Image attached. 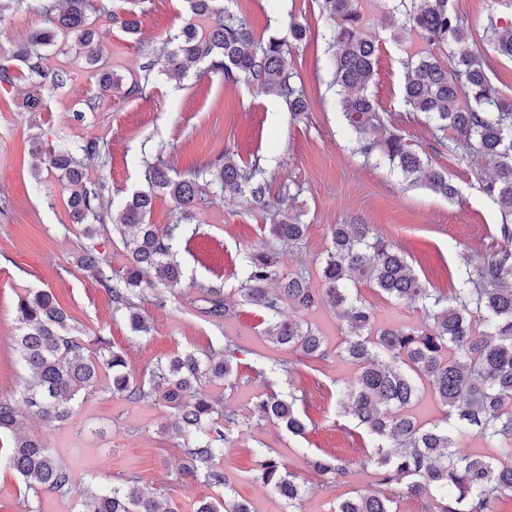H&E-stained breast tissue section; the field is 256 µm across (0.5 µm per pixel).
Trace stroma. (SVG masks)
<instances>
[{"label":"stroma","instance_id":"35a3bbf8","mask_svg":"<svg viewBox=\"0 0 512 512\" xmlns=\"http://www.w3.org/2000/svg\"><path fill=\"white\" fill-rule=\"evenodd\" d=\"M99 5L100 0H90L89 18L104 49V64L121 87L93 111L85 102L96 96V80L68 44L49 48L38 73L17 60L19 47L43 26V15L33 8L0 14V64L14 76L12 84H0V398L19 402L28 380L13 350L19 334L17 297L28 289H48L88 338L106 337L113 349L123 351L128 370L138 378L157 360L219 349L233 339L240 347L237 383L207 382L203 388L221 399L225 412L250 426L230 431L220 459L227 484L213 486L204 477L184 475L186 455L174 433L172 410L97 390L74 401L64 422L47 425L32 415L24 420L25 431L38 435L74 473L73 490L66 495L27 491L20 476L1 460L0 512H26L30 507L77 512L85 491L122 481L152 492L175 512H194L198 501L227 494L248 503L252 512H288L284 501L256 478L257 454L267 449L305 489L297 512H332L338 500L373 493L379 487V468L366 459L361 430L336 411L337 386L352 382L358 368L338 354L343 335L334 312L321 307L299 315L324 336L331 350L329 360L305 363L271 343L263 334L261 311L239 302L234 293L245 279L244 251L260 242L265 222L248 195L202 187L181 243V284L138 299L151 333L134 341L124 313L115 310L108 292L80 267L78 257L87 240L68 210V187L55 174L36 173L32 143L40 139L71 149L92 139L103 143L105 154L89 160L87 177L102 187L105 224L95 243L116 271L125 266L127 253L111 219L128 194L145 188V160L162 157L174 176L206 168L227 152L244 163H258L270 196L285 188L293 191L282 208L307 226L302 244L284 249L283 266L309 271L316 288L321 285L319 260L331 245L330 226L355 223L370 225L397 244L430 287H459L465 258H480L502 245L495 235L499 210L479 189L492 176L493 165L476 153L461 163L440 150L421 115L404 104L406 54L392 39L382 9L372 10L365 29L379 44L370 91L388 129L447 172L459 191L456 199L408 186L387 166L364 161L354 152L340 98L330 85L333 55L324 40L299 44L287 59L288 69L299 74L312 95L311 110L300 119L284 99L241 83L227 84L204 62L193 64L179 83L152 73L146 94L127 96L123 90L138 80L151 47L178 31L190 12L184 0H111L108 15L100 13ZM450 5L478 42L490 21H512V0H450ZM237 8L258 38L285 33L291 18L314 30L326 26L319 0H237ZM131 11L140 18L136 36L114 22ZM58 70L68 72L70 79L56 90L48 76ZM30 94L41 99L38 111L22 106ZM207 288L227 294L229 315L218 320L202 313ZM360 291L375 306L377 327L421 323L418 309L387 302L366 284ZM270 391L296 397L312 422L307 438L291 436L254 413L255 397ZM321 451L347 460L350 472L319 492L310 462Z\"/></svg>","mask_w":512,"mask_h":512}]
</instances>
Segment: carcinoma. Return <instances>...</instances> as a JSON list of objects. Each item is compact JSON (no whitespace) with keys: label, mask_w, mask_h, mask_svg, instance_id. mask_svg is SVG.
<instances>
[{"label":"carcinoma","mask_w":512,"mask_h":512,"mask_svg":"<svg viewBox=\"0 0 512 512\" xmlns=\"http://www.w3.org/2000/svg\"><path fill=\"white\" fill-rule=\"evenodd\" d=\"M88 2L64 0L61 6L42 0L36 9L44 15L45 25L20 47L17 58L36 69L44 48L60 37H70L93 68L101 96L110 97L116 79L100 66L102 56L87 14ZM185 2L191 15L208 20L206 29L185 23L156 50L155 59L144 66L142 82L133 83L129 93L145 92L156 67L179 81L185 78L188 63L206 60L229 84L245 82L282 97L296 115L309 111L304 86L286 68L292 48L311 36L309 27L293 21L288 36L264 40L255 37L246 19L232 11L233 0H225L222 8L216 7L217 0ZM358 2L321 0L334 57L333 83L359 150L368 158L387 162L408 183H419L453 200L458 190L448 173L433 167L402 135L385 126L370 92L378 46L363 34L365 14ZM398 2L403 11L394 40L422 44L419 50L406 53L404 101L434 124L440 132L438 144L449 153L463 160L475 150L495 165L493 177L480 184V190L501 213L496 235L506 247L469 264L460 287L448 292L427 287L404 251L374 234L368 224L331 227V248L319 266L322 287H312L303 272L284 271L272 244L298 246L306 225L295 215L274 212L259 164H241L227 153L187 177L171 176L159 159L147 163V189L129 196L116 221L115 230L128 254L124 269L110 274L108 263L91 244L85 246L79 263L111 294L117 308L126 310L131 333L146 335L150 325L136 311L134 299L149 288L172 289L180 284L177 254L182 224L194 218L200 181L248 193L268 213L270 223L261 228L263 243L246 252L240 297L264 312L265 334L272 343L309 360L328 359V346L308 324L284 317L283 307L305 312L327 306L335 312L346 333L343 353L359 369L352 384L339 390L336 406L370 439L373 451L368 459L382 468L381 484L401 486L403 495L421 501L423 512H496V505L512 496V463L489 456H461L455 448L457 436L469 433L488 444H504L505 453L512 456V249L507 247L512 243V98L493 86L482 51L469 46L468 29L449 0ZM488 41L496 55L512 61L511 25L490 24ZM453 47L458 51L452 53L453 66L448 69L436 51ZM33 153L45 155L48 168L67 180L73 221L83 226L86 238H93L90 221L101 219L102 194L87 180L84 160L100 154L99 142L89 140L71 152L55 151L37 141ZM159 191L173 199L178 213L176 223L163 228L145 222ZM361 284L388 301L419 309L425 323L375 328L374 306L361 296ZM203 302L204 313L211 317L222 318L229 311L227 298L217 288L207 289ZM16 309L22 332L15 339V351L32 376L23 396L28 413L49 423L65 421L71 413L70 402L85 399L101 387L132 401L150 398L177 415L175 433L186 448V474L192 478L201 474L214 486L226 484L219 456L236 418L224 413L202 389L200 378L207 375L214 382L236 383L238 345L234 341L203 360L188 352L159 362L144 382L127 370L121 352L92 347L51 291L31 290L18 296ZM421 384L444 407V418L438 423L420 424L408 412ZM296 401L271 392L258 398L254 407L261 417L300 437L307 433L308 423ZM22 418L12 401L0 400V435L10 437L9 467L37 493H69L75 476L40 438L21 432ZM258 456V479L286 502L288 512H294L302 495L296 476L271 451ZM312 467L320 478L317 487L326 489L349 471L345 459L329 454L315 456ZM393 503V498L379 491L346 498L336 503L334 512H393ZM78 512L173 510L161 507L153 493L124 481L87 493ZM195 512L251 510L246 503L226 497L202 500Z\"/></svg>","instance_id":"obj_1"}]
</instances>
